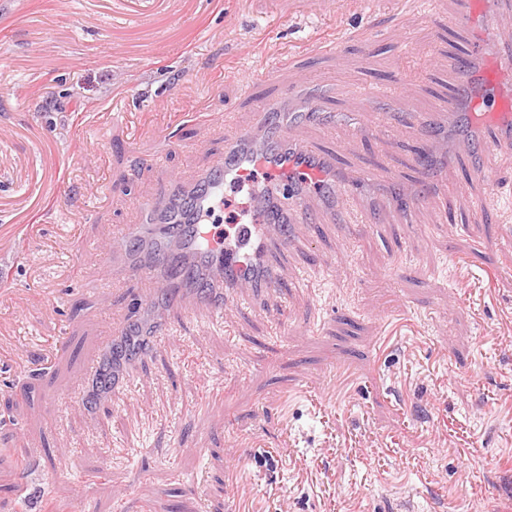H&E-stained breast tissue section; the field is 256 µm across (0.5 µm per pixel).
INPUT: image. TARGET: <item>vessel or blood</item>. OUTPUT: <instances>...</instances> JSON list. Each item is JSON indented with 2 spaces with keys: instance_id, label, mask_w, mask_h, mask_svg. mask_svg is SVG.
Here are the masks:
<instances>
[{
  "instance_id": "1",
  "label": "vessel or blood",
  "mask_w": 512,
  "mask_h": 512,
  "mask_svg": "<svg viewBox=\"0 0 512 512\" xmlns=\"http://www.w3.org/2000/svg\"><path fill=\"white\" fill-rule=\"evenodd\" d=\"M479 51L472 42L458 47L448 57V92L440 96L434 112H415L409 117L422 140L421 155L408 166L402 182L407 186L432 185L433 173L422 158L438 148L431 130L442 120L451 119L469 89L472 69ZM297 96L285 91L277 99L260 100L249 127L232 120L224 122L223 146L211 164L192 181L165 182L157 194L137 201L142 217L138 224L115 225L111 243L102 251L101 261L113 272L134 277L139 289L126 314L113 320L100 338L102 350L128 331L136 313L153 307L156 336L169 335L178 324H197L196 309L209 316L221 315L225 308L240 306L267 309L280 289V276L272 257L287 256L295 244V228L320 223V213L308 210L303 199L309 184H327L333 205L348 203L343 227L348 236L363 231L385 234L386 230L417 232L424 197L416 196L398 205L391 215L370 210L354 194L357 183L392 178L390 165L356 171L340 180H331L338 164L336 149L315 141H296L288 129L275 127L278 113L287 111ZM490 131L492 145H512V102L503 98L486 103L482 115ZM296 169V178L275 183L271 190L255 194L250 223L232 225L235 241H221L223 228L211 223L227 182H252L256 171L279 173L281 165ZM206 268L198 282L182 288L174 299L155 306L160 288L176 284L175 269Z\"/></svg>"
}]
</instances>
